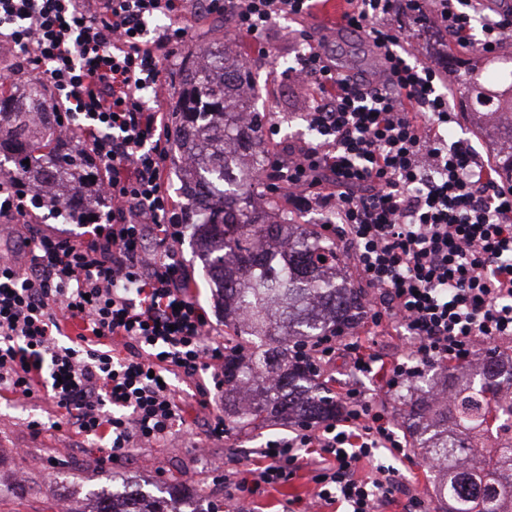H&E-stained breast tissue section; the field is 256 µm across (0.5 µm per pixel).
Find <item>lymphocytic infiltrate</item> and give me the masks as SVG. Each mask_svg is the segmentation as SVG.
Wrapping results in <instances>:
<instances>
[{"instance_id":"obj_1","label":"lymphocytic infiltrate","mask_w":512,"mask_h":512,"mask_svg":"<svg viewBox=\"0 0 512 512\" xmlns=\"http://www.w3.org/2000/svg\"><path fill=\"white\" fill-rule=\"evenodd\" d=\"M319 2L0 0V50L17 47L32 78L53 91L68 130L103 166L112 201L88 237L43 234L23 259L0 255V392L46 393L77 435L101 440L99 466L163 442L182 422L171 377L210 373L197 388L204 410L224 389V341L189 293L164 166L167 63L189 37L186 20L200 10L223 17L226 34L264 55L277 23L313 16ZM345 2V28L367 35L382 76L343 73L316 47L299 53L288 78L318 91L304 113L314 137L278 156L276 189L302 192L306 207L344 225L357 271L378 293L364 309L370 330L399 325L410 352L386 357L346 333L299 348L318 366L348 360L356 381L340 393L344 413L267 441L259 465L224 486L251 500L309 466L318 501L384 512L399 471L359 468L381 448L405 456L406 445L360 376L392 389L414 364L466 360L479 344L512 337V185L467 141L444 139L458 122L448 74L409 51L397 21L427 16L455 42L492 54L512 37V13L477 31L481 0ZM33 199L17 176L1 178L0 223H31ZM66 321L82 328L67 343Z\"/></svg>"}]
</instances>
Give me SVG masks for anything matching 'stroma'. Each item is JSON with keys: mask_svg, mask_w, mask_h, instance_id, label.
Instances as JSON below:
<instances>
[{"mask_svg": "<svg viewBox=\"0 0 512 512\" xmlns=\"http://www.w3.org/2000/svg\"><path fill=\"white\" fill-rule=\"evenodd\" d=\"M412 35L411 49L424 62L456 73L458 62L474 57L475 49L462 48L444 39L431 24L417 17L401 19ZM314 39H327L329 52L338 67L362 73L379 68L371 44L357 32H322L312 28ZM268 56L254 54L248 40L230 41L226 51L231 58L247 62L253 74L254 102L264 113L269 146L280 149L294 138L307 135L301 105L303 93L280 77L283 60H295L296 51L282 30L268 37ZM181 258L196 285L195 295L216 328L224 320L214 302V288L207 282L196 256L193 238H186ZM173 385L184 407V422L164 442L132 449L117 464L99 468L95 458L98 445L74 433L52 426L53 406L48 399L30 400L13 395L0 397V512H58L60 501H67L71 512H91L98 495L111 494L124 483H132L143 493L165 496L174 484L186 492L187 512H206L209 504L221 512H285L290 501H311L314 484L308 471L277 490L244 503L224 496V473H245L255 448L266 440L286 435L289 424L272 418L256 430L231 428L221 440L210 439L199 413L194 385L174 379ZM43 422L41 432L33 433L25 421ZM375 464L398 469L404 475L406 492L436 499V477L429 462L418 450L409 460L379 450Z\"/></svg>", "mask_w": 512, "mask_h": 512, "instance_id": "stroma-1", "label": "stroma"}]
</instances>
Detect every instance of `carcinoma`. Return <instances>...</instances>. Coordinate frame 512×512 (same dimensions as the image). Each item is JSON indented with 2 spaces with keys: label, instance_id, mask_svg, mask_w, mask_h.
I'll return each instance as SVG.
<instances>
[{
  "label": "carcinoma",
  "instance_id": "obj_1",
  "mask_svg": "<svg viewBox=\"0 0 512 512\" xmlns=\"http://www.w3.org/2000/svg\"><path fill=\"white\" fill-rule=\"evenodd\" d=\"M492 66L483 56L462 62L454 91L479 124L488 111L512 114V56ZM184 79L173 85L169 119L171 161L183 199L178 223L192 230L196 252L224 309V419L251 428L278 413L288 421L318 424L340 407L317 369L292 348L352 330L360 319L361 289L336 286L340 249L315 228L296 223L260 190L270 152L263 115L250 91V70L225 62L224 52L188 51ZM48 90L32 80L0 83V172L11 163L26 186L63 200L51 213L61 224L101 220L111 202L98 193L101 168L91 154L63 141L59 115L46 109ZM29 164H23V161ZM325 261H320V258ZM512 359H484L478 377L468 366L447 364L439 380L420 385L421 397L399 396L415 447L438 472L437 492L447 512H512V440L485 450L476 466L459 468L452 456L475 454L473 441L512 430ZM139 493L103 495L95 512H182V496L139 508Z\"/></svg>",
  "mask_w": 512,
  "mask_h": 512
}]
</instances>
